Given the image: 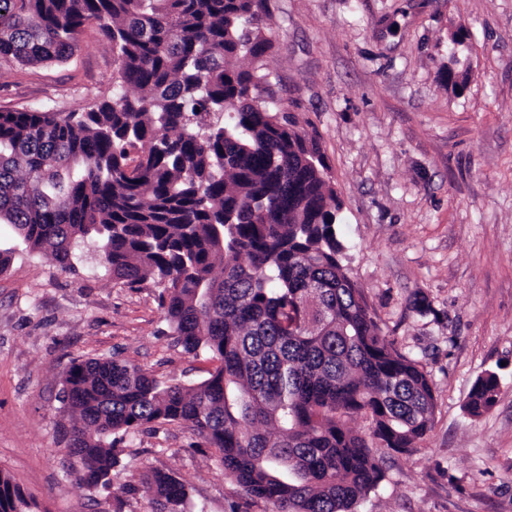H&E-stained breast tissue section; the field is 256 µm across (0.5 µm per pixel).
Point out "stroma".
Wrapping results in <instances>:
<instances>
[{"instance_id": "stroma-1", "label": "stroma", "mask_w": 512, "mask_h": 512, "mask_svg": "<svg viewBox=\"0 0 512 512\" xmlns=\"http://www.w3.org/2000/svg\"><path fill=\"white\" fill-rule=\"evenodd\" d=\"M270 7V81L328 166L342 263L435 388L432 430L384 453L385 478L357 512H512V0ZM461 28L467 40L452 45ZM450 70L468 73L463 93L447 88ZM113 71L111 44L87 25L64 63L0 65V111H84L111 96ZM0 251L11 257L0 275V472L34 512H153L141 489L151 469L189 486L193 512H275L177 424L126 441L111 492L79 484L61 411L72 361L116 355L186 385L211 363L177 344L163 286L123 287L90 250L62 269L6 224ZM489 371L497 401L469 417L464 403Z\"/></svg>"}]
</instances>
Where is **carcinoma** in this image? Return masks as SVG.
Here are the masks:
<instances>
[{"label":"carcinoma","mask_w":512,"mask_h":512,"mask_svg":"<svg viewBox=\"0 0 512 512\" xmlns=\"http://www.w3.org/2000/svg\"><path fill=\"white\" fill-rule=\"evenodd\" d=\"M269 20L267 0H0V63L63 62L94 23L117 73L84 112L0 111V223L66 269L90 242L117 282L163 285L178 343L213 363L189 386L116 357L70 365L71 473L91 490L112 488L125 436L179 424L276 512H355L385 478L371 441L409 452L434 425L426 365L341 262L320 148L277 107ZM498 388L477 378L467 413ZM142 491L157 512L191 499L161 470ZM0 512H32L2 472Z\"/></svg>","instance_id":"1"}]
</instances>
